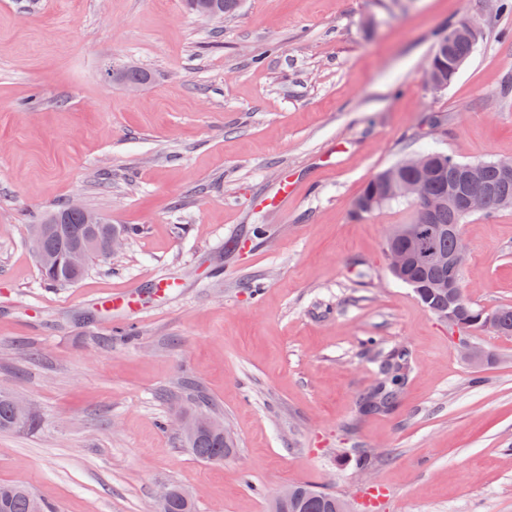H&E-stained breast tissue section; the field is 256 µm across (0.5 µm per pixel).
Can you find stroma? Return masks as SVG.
<instances>
[{
  "label": "stroma",
  "instance_id": "obj_1",
  "mask_svg": "<svg viewBox=\"0 0 512 512\" xmlns=\"http://www.w3.org/2000/svg\"><path fill=\"white\" fill-rule=\"evenodd\" d=\"M478 40L441 92L426 71L460 18ZM149 80L130 93L110 73ZM433 144L512 159V12L493 0H0V391L38 412L0 432V483L60 512H267L312 483L375 512H512V335L459 331L396 281L404 205L367 181ZM287 206L263 205L284 176ZM134 227L123 251L47 285L27 226L71 201ZM461 283L512 306V208L461 226ZM133 291L136 308L103 306ZM409 355L391 412L359 416L376 348ZM198 387L235 442L197 460L178 418ZM373 450L371 469L354 449ZM171 497L163 507L157 505L155 512H195V502L193 498L180 486L170 485Z\"/></svg>",
  "mask_w": 512,
  "mask_h": 512
}]
</instances>
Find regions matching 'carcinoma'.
<instances>
[{
    "mask_svg": "<svg viewBox=\"0 0 512 512\" xmlns=\"http://www.w3.org/2000/svg\"><path fill=\"white\" fill-rule=\"evenodd\" d=\"M428 70L440 73L450 81L456 76L454 59L445 55H431ZM116 75L124 83L140 86L147 80L146 73L133 65L124 66ZM432 157L435 172L428 180L427 190L433 196L446 197L462 162L436 149L432 150ZM388 173L396 178L413 176V173L404 166V162L400 161L372 177L357 197V201L373 199L377 210L394 202V199L385 197L384 184L380 180V176ZM482 177L495 195L501 199L512 200V178L503 179L488 161L485 162ZM467 218L469 215L453 205L433 213L428 225L440 224L445 231L431 236L430 246L438 252L452 251L454 240L448 236L446 228L453 225L459 229ZM37 225L44 228L42 248L44 254L50 258V261L40 264V270L44 279L55 286L72 285L85 274L83 270L74 271L69 267L67 256L71 250H86L88 264L94 260L109 259L111 255L107 254L103 247L105 238L115 229L126 236L131 232L130 228L119 224H86L83 212L68 206L57 210L49 217L40 218ZM395 278L410 287L422 306L430 313L446 319L451 312L456 326L462 329H479L485 326L483 322L473 321L474 315L481 312L479 306L470 302L464 295L456 298L454 288L443 290L438 287L439 282L453 279V274L448 270L419 262L412 264L405 272L395 275ZM491 315L493 322L490 323V327L504 335L512 334V306L501 307L491 312ZM376 358L379 364L386 365L390 372L385 377V389L382 392H368L362 397L363 411L367 415L385 412L394 406L409 368L408 354L394 348L387 351L377 350ZM38 423L39 416L26 417L20 414L14 407L13 396L0 393L1 432H30ZM184 441L196 458L208 463L222 462L224 454L232 452L233 447L232 440L224 439L223 433L212 428H201L192 436L184 438ZM292 488V496L285 501H273L270 512H341V498L333 493L318 490L304 483L294 484ZM0 512H56V508L24 484H0ZM156 512H196V507L193 498L182 487L173 485L169 501L165 506L157 508Z\"/></svg>",
    "mask_w": 512,
    "mask_h": 512,
    "instance_id": "carcinoma-1",
    "label": "carcinoma"
}]
</instances>
